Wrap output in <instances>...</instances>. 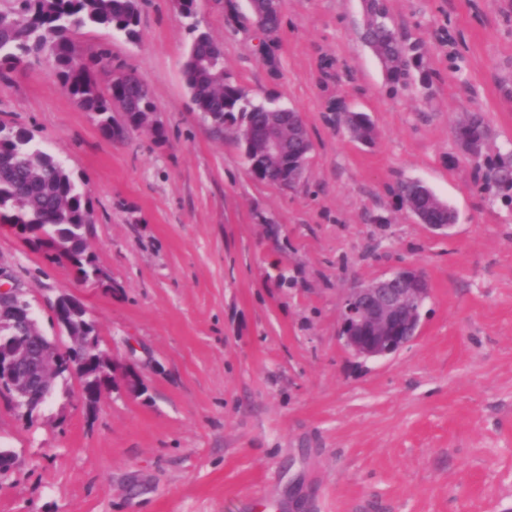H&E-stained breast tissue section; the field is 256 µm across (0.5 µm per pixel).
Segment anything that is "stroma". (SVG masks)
I'll use <instances>...</instances> for the list:
<instances>
[{
	"mask_svg": "<svg viewBox=\"0 0 512 512\" xmlns=\"http://www.w3.org/2000/svg\"><path fill=\"white\" fill-rule=\"evenodd\" d=\"M426 75L391 89L361 38L363 0H283L269 42L247 0H201L202 31L249 97L299 112L313 147L291 189L255 180L233 135L195 111L192 43L174 0H141L139 38L76 40L136 73L166 130L102 136L44 61L0 77V121L64 161L93 209L101 278L0 223V266L43 333L64 293L101 348L135 364L141 396L94 407L73 379L24 414L0 393V512H512V203L486 181L512 161V0H385ZM363 112L372 143L337 109ZM485 129L478 153L456 130ZM418 180L456 214L421 224ZM430 285L417 337L363 359L340 338L343 292L401 267ZM400 197L404 204L412 211H419L422 213H429L431 224L428 226L434 229H447L450 228L455 219L448 221V224H442L444 217L439 211L443 209L437 208L434 205L433 199L429 192L419 183V181H406L399 185Z\"/></svg>",
	"mask_w": 512,
	"mask_h": 512,
	"instance_id": "1",
	"label": "stroma"
}]
</instances>
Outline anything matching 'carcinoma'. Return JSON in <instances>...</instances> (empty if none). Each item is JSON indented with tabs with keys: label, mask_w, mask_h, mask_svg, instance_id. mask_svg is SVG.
Listing matches in <instances>:
<instances>
[{
	"label": "carcinoma",
	"mask_w": 512,
	"mask_h": 512,
	"mask_svg": "<svg viewBox=\"0 0 512 512\" xmlns=\"http://www.w3.org/2000/svg\"><path fill=\"white\" fill-rule=\"evenodd\" d=\"M266 15L263 33L271 36L279 27L277 14L266 0L255 2ZM194 35L185 63V76L195 111L217 133L224 130V113L231 118L242 114L248 122L236 129L238 140L251 139L247 164L257 161L263 181L277 184L285 178L281 164L264 156L261 144L251 137V126L265 122L275 109L256 103L224 73L222 48L199 30L196 0L177 4ZM365 43L383 62L392 86L404 85L413 70L424 67V53L417 44L406 45L388 23L382 0L367 3ZM139 0H15L13 8L0 12V76L25 63L31 56L51 61L67 93L87 112L95 115L101 134L120 139L125 128L146 127L137 113L153 112L155 105L139 77L120 71L106 87L97 81L96 68L108 60L104 52L85 57L71 34L88 27L103 28L129 40L138 37ZM126 112L125 126L118 125L112 113ZM348 130L357 138L374 139L375 128L368 117L350 116ZM493 183L512 191V162H503L492 176ZM400 197L411 211L430 214L439 224L444 217L429 192L417 181L399 185ZM0 219L19 226V233L48 250L51 261L69 260L86 278L100 270L87 254L86 232L92 223V209L68 168L55 156L41 149L32 133L0 122Z\"/></svg>",
	"instance_id": "obj_1"
}]
</instances>
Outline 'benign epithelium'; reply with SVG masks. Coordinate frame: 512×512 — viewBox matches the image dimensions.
Segmentation results:
<instances>
[{
  "mask_svg": "<svg viewBox=\"0 0 512 512\" xmlns=\"http://www.w3.org/2000/svg\"><path fill=\"white\" fill-rule=\"evenodd\" d=\"M284 118H272L255 131L268 154L283 161L288 178L282 183L292 187L304 176L307 155L288 154V143L282 138ZM429 294L425 277L416 270L401 268L373 282L369 288H352L343 293L340 308V338L356 357L380 358L394 354L414 339L421 322V308ZM54 309L60 314L56 323L67 335L68 343L53 340L40 348L29 336L21 343L0 344V390L8 393L13 404L31 412L29 401L66 373L77 378L80 396L86 395L87 370L85 361L76 356L80 349L91 352L99 364L101 390L106 386L122 388L138 396L144 384L138 369L132 364H120L100 349L98 337L77 335L69 318L84 311L76 298L65 295L57 298ZM0 314L13 321L35 326L25 293L12 273L0 267Z\"/></svg>",
  "mask_w": 512,
  "mask_h": 512,
  "instance_id": "1",
  "label": "benign epithelium"
}]
</instances>
